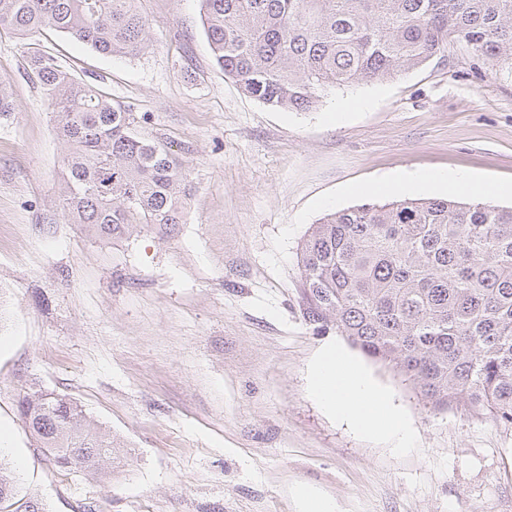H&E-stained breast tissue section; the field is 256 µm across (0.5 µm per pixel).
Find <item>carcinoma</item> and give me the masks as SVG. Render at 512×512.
<instances>
[{
  "label": "carcinoma",
  "mask_w": 512,
  "mask_h": 512,
  "mask_svg": "<svg viewBox=\"0 0 512 512\" xmlns=\"http://www.w3.org/2000/svg\"><path fill=\"white\" fill-rule=\"evenodd\" d=\"M217 65L246 95L310 111L321 92L418 68L450 43L512 79V0H201ZM0 26L49 27L103 55H136L150 26L136 0H0ZM68 144L63 207L100 241L178 224L188 173L129 109L53 55L31 64ZM308 319L391 367L436 410L512 427V208L395 199L327 214L301 244ZM21 419L57 469L101 474L116 443L66 394L36 390ZM0 455V512H17Z\"/></svg>",
  "instance_id": "obj_1"
}]
</instances>
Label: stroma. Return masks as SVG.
Returning <instances> with one entry per match:
<instances>
[{
    "mask_svg": "<svg viewBox=\"0 0 512 512\" xmlns=\"http://www.w3.org/2000/svg\"><path fill=\"white\" fill-rule=\"evenodd\" d=\"M140 54L0 27V429L22 496L47 512H512V428L436 411L362 358L412 430L397 452L310 392L343 344L304 315L297 252L327 213L390 200L398 173L512 185V79L459 44L396 77L325 92L310 112L242 93L214 61L200 0H138ZM58 57L145 117L184 164L181 224L105 244L60 201L58 136L30 70ZM357 99L364 108H354ZM69 395L122 443L98 477L58 473L19 417L30 389Z\"/></svg>",
    "mask_w": 512,
    "mask_h": 512,
    "instance_id": "obj_1",
    "label": "stroma"
}]
</instances>
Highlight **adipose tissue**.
I'll return each instance as SVG.
<instances>
[{
  "mask_svg": "<svg viewBox=\"0 0 512 512\" xmlns=\"http://www.w3.org/2000/svg\"><path fill=\"white\" fill-rule=\"evenodd\" d=\"M314 395L358 430L384 435L405 446L410 430L391 402L362 366L337 347L325 349L311 378Z\"/></svg>",
  "mask_w": 512,
  "mask_h": 512,
  "instance_id": "1",
  "label": "adipose tissue"
}]
</instances>
